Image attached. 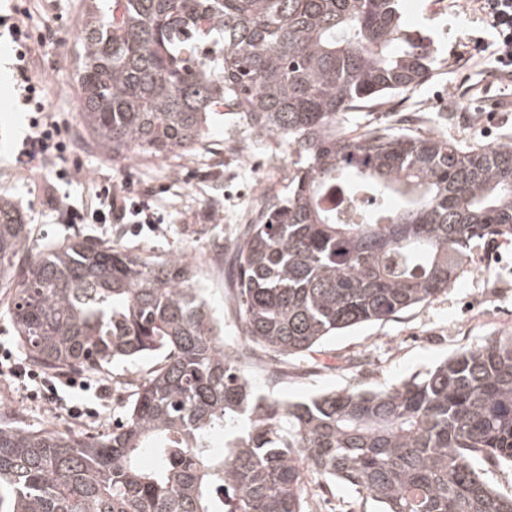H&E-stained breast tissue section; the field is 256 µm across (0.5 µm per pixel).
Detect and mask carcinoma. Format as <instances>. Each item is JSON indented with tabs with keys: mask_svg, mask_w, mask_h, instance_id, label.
<instances>
[{
	"mask_svg": "<svg viewBox=\"0 0 512 512\" xmlns=\"http://www.w3.org/2000/svg\"><path fill=\"white\" fill-rule=\"evenodd\" d=\"M401 0H88L76 62L100 151L201 148L226 107L295 157L258 202L229 277L244 352L289 357L448 292L478 242L512 238V143L465 147L338 119L432 76ZM375 200L342 215L338 197ZM0 197V281L30 361L52 373L162 354L112 433L28 429L0 411V512H308L340 482L376 512H512V336L382 391L258 395L183 254L85 236L29 254ZM155 458L142 464V454Z\"/></svg>",
	"mask_w": 512,
	"mask_h": 512,
	"instance_id": "carcinoma-1",
	"label": "carcinoma"
}]
</instances>
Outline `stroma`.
<instances>
[{
	"instance_id": "35a3bbf8",
	"label": "stroma",
	"mask_w": 512,
	"mask_h": 512,
	"mask_svg": "<svg viewBox=\"0 0 512 512\" xmlns=\"http://www.w3.org/2000/svg\"><path fill=\"white\" fill-rule=\"evenodd\" d=\"M412 27L432 42L433 75L415 90L394 94L349 113L343 126L352 133L386 127L396 134L439 136L464 146L493 147L512 142V86L493 82V31L473 0H405ZM27 15L31 45L40 46L35 68L44 82L45 99L60 121L78 137L77 150L49 156L37 169L18 160L29 131V114L19 105L15 55L0 41V62L7 78L0 82V196L17 202L29 230V250L66 241L84 232L119 249L160 260L183 253L192 265L196 287L224 325V346L244 342L240 318L226 269L207 265L210 255L232 258L246 224L254 218L257 194L283 193L292 168L285 140L272 136L267 151L252 149L248 129L218 118L204 147L187 155L113 160L86 136L79 117V87L73 62L80 42L86 0H12ZM486 48L472 56V42ZM503 98L499 111L480 113L483 91ZM274 166V180L259 178ZM124 186L147 196L157 217L153 224H68L69 207H82L92 186ZM494 336H512V241L480 243L471 269L446 294L408 309L386 322L368 323L325 338L313 352L289 357L286 375L270 383L263 371L267 354L246 362L244 372L255 391L282 400H304L330 391L383 390L424 374L463 348ZM0 408L19 415L26 427L62 432L107 434L122 415L110 400L95 419H76L66 406L29 399L17 381L0 377ZM309 512H374L343 484L311 489Z\"/></svg>"
}]
</instances>
